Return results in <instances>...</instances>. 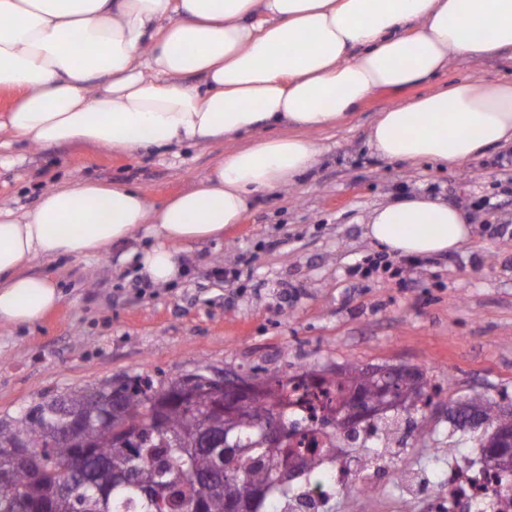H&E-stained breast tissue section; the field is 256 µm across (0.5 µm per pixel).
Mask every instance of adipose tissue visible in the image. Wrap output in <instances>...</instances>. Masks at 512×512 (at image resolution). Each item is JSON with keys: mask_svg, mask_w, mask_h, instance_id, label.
I'll return each mask as SVG.
<instances>
[{"mask_svg": "<svg viewBox=\"0 0 512 512\" xmlns=\"http://www.w3.org/2000/svg\"><path fill=\"white\" fill-rule=\"evenodd\" d=\"M512 47V0H0V150L80 142L118 153L246 139L161 205L137 187L75 181L33 209L0 208V323L29 326L61 301L35 262L123 256L143 280L181 278L177 247L240 223L255 194L316 163L315 132L380 91ZM390 162L459 168L512 145V81L463 80L381 112L369 131ZM365 234L430 257L472 240V217L428 193L374 208Z\"/></svg>", "mask_w": 512, "mask_h": 512, "instance_id": "1", "label": "adipose tissue"}]
</instances>
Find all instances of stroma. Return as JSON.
<instances>
[{"mask_svg": "<svg viewBox=\"0 0 512 512\" xmlns=\"http://www.w3.org/2000/svg\"><path fill=\"white\" fill-rule=\"evenodd\" d=\"M462 79L512 80V47L473 60L450 55L436 76L402 91H380L342 123L314 135L321 152L294 184L256 195L223 238L180 248L183 276L153 285L120 257L130 240L91 257L40 262L62 293L30 327L0 325V419L44 397L129 376L177 379L202 367L227 375L319 374L380 365L419 371L424 410L391 406L371 417L389 428L388 447L367 448L337 433L342 467L400 462L414 491L387 480L372 497L340 490L330 512H429L432 475L449 455L480 458L477 434L449 419L477 396L512 409V148L463 168L388 162L368 135L380 112ZM233 141L217 138L178 154H119L84 143L14 145L0 167V207L28 210L66 181L96 180L143 189L163 204L210 174ZM403 192H426L474 217L472 243L428 258L390 255V271L357 269L381 250L364 234L375 207Z\"/></svg>", "mask_w": 512, "mask_h": 512, "instance_id": "obj_1", "label": "stroma"}]
</instances>
